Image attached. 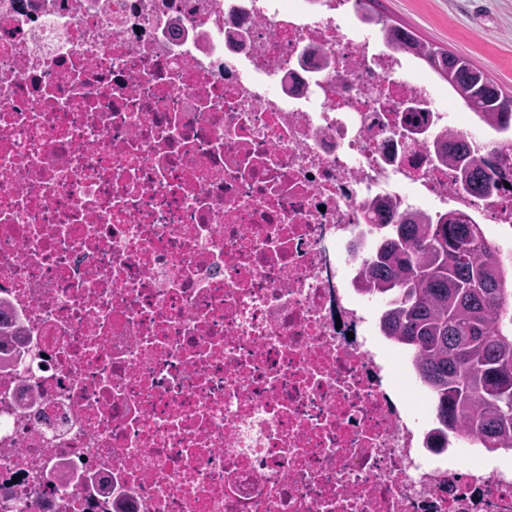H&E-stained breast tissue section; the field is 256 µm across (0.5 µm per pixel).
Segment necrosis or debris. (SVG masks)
Wrapping results in <instances>:
<instances>
[{
	"instance_id": "necrosis-or-debris-1",
	"label": "necrosis or debris",
	"mask_w": 512,
	"mask_h": 512,
	"mask_svg": "<svg viewBox=\"0 0 512 512\" xmlns=\"http://www.w3.org/2000/svg\"><path fill=\"white\" fill-rule=\"evenodd\" d=\"M354 0H0V512H512L354 286L375 203L495 224Z\"/></svg>"
}]
</instances>
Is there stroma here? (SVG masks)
Returning a JSON list of instances; mask_svg holds the SVG:
<instances>
[{
	"instance_id": "35a3bbf8",
	"label": "stroma",
	"mask_w": 512,
	"mask_h": 512,
	"mask_svg": "<svg viewBox=\"0 0 512 512\" xmlns=\"http://www.w3.org/2000/svg\"><path fill=\"white\" fill-rule=\"evenodd\" d=\"M381 10L512 92V0H382Z\"/></svg>"
}]
</instances>
